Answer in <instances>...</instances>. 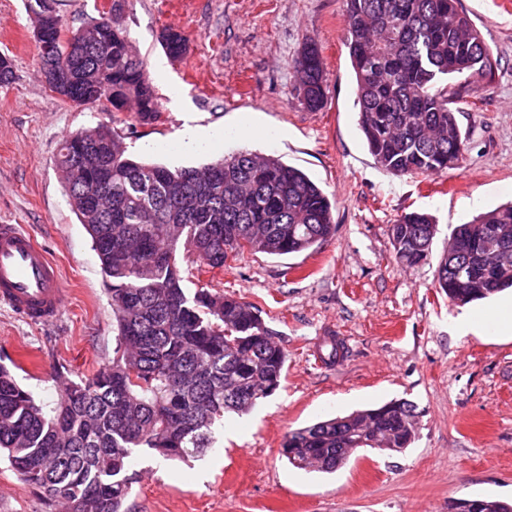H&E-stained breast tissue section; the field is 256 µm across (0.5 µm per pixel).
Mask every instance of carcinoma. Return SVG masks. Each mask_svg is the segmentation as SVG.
<instances>
[{
	"label": "carcinoma",
	"mask_w": 512,
	"mask_h": 512,
	"mask_svg": "<svg viewBox=\"0 0 512 512\" xmlns=\"http://www.w3.org/2000/svg\"><path fill=\"white\" fill-rule=\"evenodd\" d=\"M459 0H346L345 45L355 76L359 125L375 161L395 176L457 167L466 149L453 105L481 97L496 66ZM181 58L187 39L162 36ZM71 72L65 101L157 116L143 61L119 23L101 15L74 41H56L51 59ZM305 106L326 104L323 61L304 42L295 61ZM56 163L80 223L91 237L112 303L111 364L68 382L52 410L37 404L0 365V452L22 480L67 512H125L137 482V451L195 457L210 447L228 413L242 414L281 386L287 361L251 303L184 286L180 259L200 273L224 268L248 249L301 253L334 234L332 204L302 170L273 155L238 153L172 170L126 153L99 123L69 135ZM434 218L408 212L391 228L396 259L422 265ZM470 250L441 258L435 287L466 305L512 288V203L460 224L449 241ZM416 406L404 399L290 432L282 456L296 467L333 473L356 452L405 450L415 441Z\"/></svg>",
	"instance_id": "obj_1"
}]
</instances>
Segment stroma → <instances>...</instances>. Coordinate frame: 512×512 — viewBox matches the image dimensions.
<instances>
[{
	"mask_svg": "<svg viewBox=\"0 0 512 512\" xmlns=\"http://www.w3.org/2000/svg\"><path fill=\"white\" fill-rule=\"evenodd\" d=\"M497 61L482 98L456 104L467 136L457 168L395 176L378 165L360 130L355 78L344 44V0H129L123 24L159 101L153 122L64 102L43 82L28 0H0V53L15 80L0 86V223L25 225L55 259L69 289L63 313L35 326L0 306V364L37 403L54 407L58 375L72 381L112 360V304L100 261L56 165L70 134L108 124L128 154L169 168L199 166L241 150L280 157L328 195L334 237L287 257L244 252L185 287L256 305L288 354L280 388L244 414H227L214 443L186 461L133 455L140 475L126 512H448L456 499L512 501V334L459 335L461 312L483 314L498 298L459 307L434 286L457 225L512 201V0H460ZM188 38L170 57L161 33ZM319 47L327 103L309 111L295 59L305 38ZM223 127V143L180 157L167 150L186 121ZM255 125L239 138L237 124ZM276 140H269L268 132ZM436 219L426 264L394 256L402 213ZM344 339L341 363L316 362L326 337ZM393 399L413 402L420 428L401 453L361 452L333 474L282 456L292 430ZM0 512H54L0 455Z\"/></svg>",
	"mask_w": 512,
	"mask_h": 512,
	"instance_id": "35a3bbf8",
	"label": "stroma"
}]
</instances>
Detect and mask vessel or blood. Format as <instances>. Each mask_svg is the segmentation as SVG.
Here are the masks:
<instances>
[{"instance_id":"1","label":"vessel or blood","mask_w":512,"mask_h":512,"mask_svg":"<svg viewBox=\"0 0 512 512\" xmlns=\"http://www.w3.org/2000/svg\"><path fill=\"white\" fill-rule=\"evenodd\" d=\"M68 290L58 263L21 224H0V305L39 325L64 311Z\"/></svg>"}]
</instances>
